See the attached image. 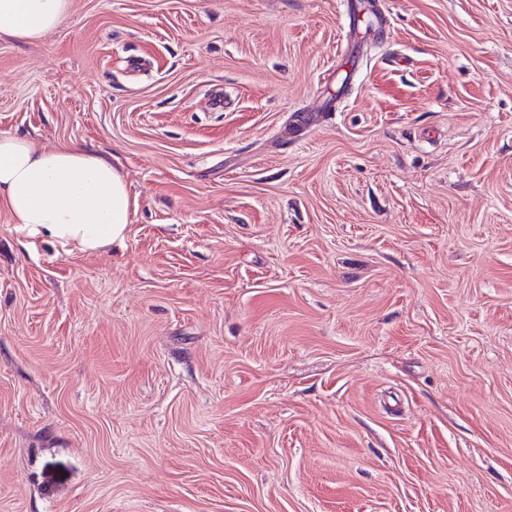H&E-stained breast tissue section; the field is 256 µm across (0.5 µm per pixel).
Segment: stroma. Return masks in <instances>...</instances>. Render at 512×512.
Returning a JSON list of instances; mask_svg holds the SVG:
<instances>
[{"label":"stroma","mask_w":512,"mask_h":512,"mask_svg":"<svg viewBox=\"0 0 512 512\" xmlns=\"http://www.w3.org/2000/svg\"><path fill=\"white\" fill-rule=\"evenodd\" d=\"M374 2L0 38V133L138 202L105 253L0 213V512H512V0Z\"/></svg>","instance_id":"stroma-1"}]
</instances>
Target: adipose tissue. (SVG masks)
Here are the masks:
<instances>
[{"label":"adipose tissue","mask_w":512,"mask_h":512,"mask_svg":"<svg viewBox=\"0 0 512 512\" xmlns=\"http://www.w3.org/2000/svg\"><path fill=\"white\" fill-rule=\"evenodd\" d=\"M71 8L72 0H0V37L39 42ZM136 209L112 156L0 133V210L28 239L67 253L105 251L124 242Z\"/></svg>","instance_id":"adipose-tissue-1"}]
</instances>
